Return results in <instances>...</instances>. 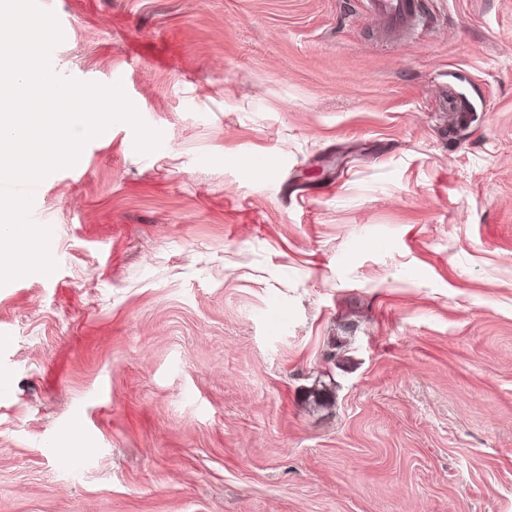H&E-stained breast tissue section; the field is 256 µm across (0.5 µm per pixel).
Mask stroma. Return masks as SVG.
<instances>
[{
    "label": "stroma",
    "mask_w": 512,
    "mask_h": 512,
    "mask_svg": "<svg viewBox=\"0 0 512 512\" xmlns=\"http://www.w3.org/2000/svg\"><path fill=\"white\" fill-rule=\"evenodd\" d=\"M424 2L46 0L162 139L40 181L0 512H512V0ZM373 12L377 13L394 28H414L424 15V5L420 0H369Z\"/></svg>",
    "instance_id": "35a3bbf8"
}]
</instances>
